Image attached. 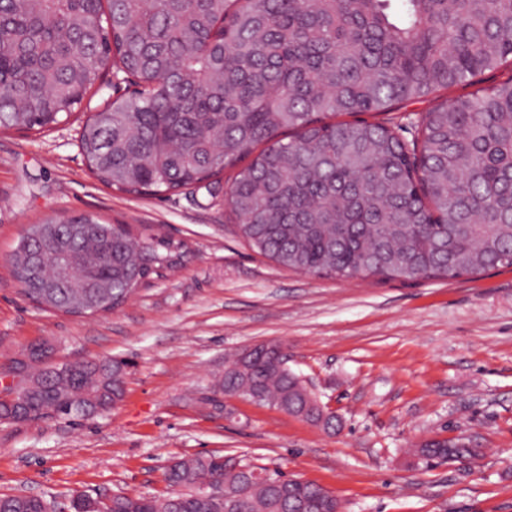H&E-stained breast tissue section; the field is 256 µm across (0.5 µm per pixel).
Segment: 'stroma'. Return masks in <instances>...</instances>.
<instances>
[{
  "label": "stroma",
  "mask_w": 512,
  "mask_h": 512,
  "mask_svg": "<svg viewBox=\"0 0 512 512\" xmlns=\"http://www.w3.org/2000/svg\"><path fill=\"white\" fill-rule=\"evenodd\" d=\"M131 85L42 134L0 133V368L34 343L55 362L128 360L125 395L87 418L0 424V494L164 496L171 458L219 453L329 490L340 512H512V267L457 278L337 280L283 268L234 233L205 187L130 194L94 178L77 129ZM93 213L186 245L182 263L96 316L40 309L8 259L26 225ZM281 344L339 425L215 392L234 354ZM470 436L479 459L432 469L429 438Z\"/></svg>",
  "instance_id": "obj_1"
}]
</instances>
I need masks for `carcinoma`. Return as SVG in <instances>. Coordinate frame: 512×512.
<instances>
[{"instance_id": "carcinoma-1", "label": "carcinoma", "mask_w": 512, "mask_h": 512, "mask_svg": "<svg viewBox=\"0 0 512 512\" xmlns=\"http://www.w3.org/2000/svg\"><path fill=\"white\" fill-rule=\"evenodd\" d=\"M138 86L81 127L92 173L126 193L211 184L230 167L238 236L288 269L338 279L454 278L512 266V76L426 113L410 141L364 119L512 65V0H0V130L41 133L99 91L101 64ZM10 263L39 307L112 311L173 269L183 245L134 237L81 213L30 227ZM16 370L22 403L0 421L105 411L124 394L120 358L69 362L29 347ZM216 386L326 430L316 399L280 346L239 354ZM427 465L476 457L470 441L432 439ZM244 473L225 457L171 460L174 493H116L78 512H216L196 486L227 489ZM286 498L263 481L228 512H337L336 498L299 478ZM37 496L0 495V512H53Z\"/></svg>"}]
</instances>
